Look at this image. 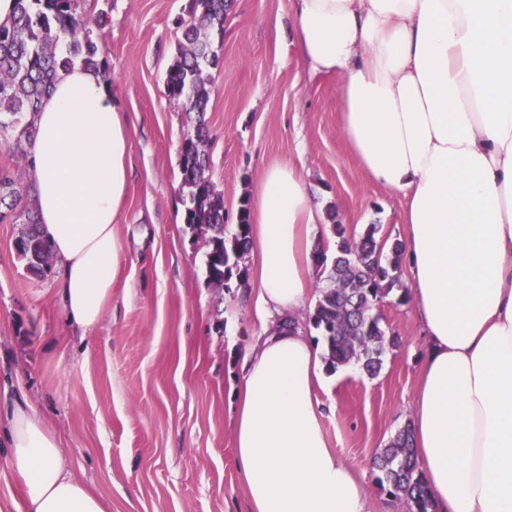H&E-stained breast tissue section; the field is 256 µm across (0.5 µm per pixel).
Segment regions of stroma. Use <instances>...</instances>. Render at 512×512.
Wrapping results in <instances>:
<instances>
[{
	"label": "stroma",
	"mask_w": 512,
	"mask_h": 512,
	"mask_svg": "<svg viewBox=\"0 0 512 512\" xmlns=\"http://www.w3.org/2000/svg\"><path fill=\"white\" fill-rule=\"evenodd\" d=\"M113 102L130 133V181L113 233L122 246L112 309L82 337L66 320L54 276L18 260V227L0 223V411L33 405L67 452L70 473L111 512H249L235 465L241 365L261 328L247 287L216 295L203 250L184 224L179 154L191 131L166 77L191 0H90ZM292 0H233L211 69L209 175L224 195V232L265 169L296 166L320 212L349 232L380 225L402 239L403 198L369 180L340 124L339 82L300 62ZM402 345L374 379L328 373L319 390L329 445L364 484L369 512H405L381 493L372 460L408 425L424 348L412 304H384Z\"/></svg>",
	"instance_id": "stroma-1"
}]
</instances>
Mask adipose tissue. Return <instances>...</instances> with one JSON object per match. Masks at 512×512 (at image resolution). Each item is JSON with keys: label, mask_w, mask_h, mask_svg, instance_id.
Returning <instances> with one entry per match:
<instances>
[{"label": "adipose tissue", "mask_w": 512, "mask_h": 512, "mask_svg": "<svg viewBox=\"0 0 512 512\" xmlns=\"http://www.w3.org/2000/svg\"><path fill=\"white\" fill-rule=\"evenodd\" d=\"M303 63L340 80L343 133L368 176L404 199L403 259L425 338L410 428L438 512H512V0H294ZM35 207L67 320L94 331L112 305L113 234L129 133L101 72L75 66L34 114ZM322 215L300 171L255 194L260 318L304 307ZM321 350L272 328L242 366L236 467L251 512H367L330 448L316 398ZM22 512H106L64 467L24 400L0 416Z\"/></svg>", "instance_id": "obj_1"}]
</instances>
